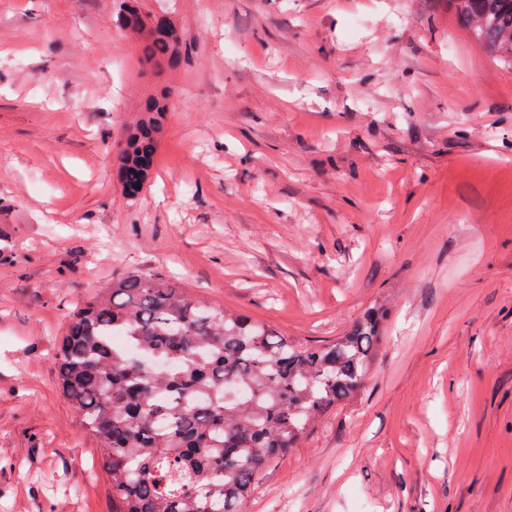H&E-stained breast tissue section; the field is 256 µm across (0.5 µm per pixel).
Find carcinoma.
Here are the masks:
<instances>
[{"mask_svg": "<svg viewBox=\"0 0 512 512\" xmlns=\"http://www.w3.org/2000/svg\"><path fill=\"white\" fill-rule=\"evenodd\" d=\"M141 0H113L120 30L139 36L141 63L182 61L167 15L146 23ZM477 46L512 62V0H448ZM116 157L136 197L153 169L166 104ZM121 334L135 360L111 345ZM383 336L366 311L323 345H297L273 326L203 303L159 276L131 272L76 307L56 352L58 386L102 449L112 512H241L258 473L302 440L328 408L358 394ZM171 368L146 372L141 360ZM245 395L228 398L227 382Z\"/></svg>", "mask_w": 512, "mask_h": 512, "instance_id": "1", "label": "carcinoma"}]
</instances>
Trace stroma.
<instances>
[{"instance_id": "obj_1", "label": "stroma", "mask_w": 512, "mask_h": 512, "mask_svg": "<svg viewBox=\"0 0 512 512\" xmlns=\"http://www.w3.org/2000/svg\"><path fill=\"white\" fill-rule=\"evenodd\" d=\"M144 6L181 66L147 70L112 0H0V512H112L55 353L131 271L301 345L388 307L365 389L243 512H512V68L443 2ZM160 89L132 199L113 159Z\"/></svg>"}]
</instances>
